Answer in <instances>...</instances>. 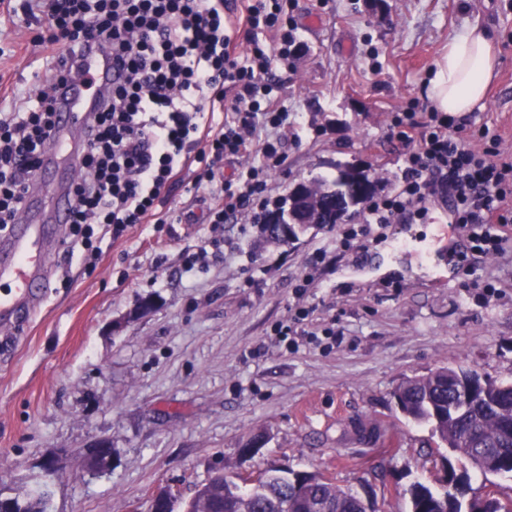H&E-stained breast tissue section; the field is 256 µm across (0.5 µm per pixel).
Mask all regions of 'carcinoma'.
Listing matches in <instances>:
<instances>
[{
	"label": "carcinoma",
	"mask_w": 512,
	"mask_h": 512,
	"mask_svg": "<svg viewBox=\"0 0 512 512\" xmlns=\"http://www.w3.org/2000/svg\"><path fill=\"white\" fill-rule=\"evenodd\" d=\"M331 180L313 179L304 184L306 196L290 192L273 208L255 217L259 236L266 242L289 244L312 227L335 225L351 209L363 206L380 185L377 173L354 166L338 165ZM471 371L441 368L426 376L401 383L393 397L407 418L426 422L435 436L451 448L456 461L465 466L479 459L487 473L512 474V384L493 382L475 387V399L458 415L449 412L454 401L453 383L470 381ZM359 438L376 444L381 438L377 426L353 422ZM435 491L420 482L410 489L411 512H462L457 478ZM16 512H49V495L36 490L15 495ZM182 512H364L363 500L323 476L291 477L283 470H267L259 483L241 488L235 476L218 471L182 503Z\"/></svg>",
	"instance_id": "1"
}]
</instances>
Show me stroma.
<instances>
[{
  "label": "stroma",
  "mask_w": 512,
  "mask_h": 512,
  "mask_svg": "<svg viewBox=\"0 0 512 512\" xmlns=\"http://www.w3.org/2000/svg\"><path fill=\"white\" fill-rule=\"evenodd\" d=\"M23 3L0 0V112L44 86L36 36L48 23ZM288 15L300 48L277 96L300 124L272 198L340 164L371 166L394 187L402 146L390 117L414 99L428 105L435 61L472 26L488 31L498 66L466 118L512 152V0H288ZM206 196L182 187L161 204L187 214L182 224H139L117 239L99 227L97 256L52 245L40 305L0 350V489H35L53 454L62 474L49 512H148L153 492L183 501L215 472L250 481L270 468L319 472L369 492L377 512H409L404 489L436 483L451 451L399 413L393 392L442 367L512 382V256L465 276L384 244L338 250L334 225L262 246L251 218L211 227L206 210L221 199ZM210 238L218 248L184 272ZM302 306L309 314L295 320ZM283 323L290 334L276 335ZM356 418L399 448L362 442ZM251 434L262 443L246 457ZM100 438L112 469L92 475L74 453Z\"/></svg>",
  "instance_id": "stroma-1"
}]
</instances>
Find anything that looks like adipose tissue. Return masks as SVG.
Masks as SVG:
<instances>
[{
  "label": "adipose tissue",
  "instance_id": "obj_1",
  "mask_svg": "<svg viewBox=\"0 0 512 512\" xmlns=\"http://www.w3.org/2000/svg\"><path fill=\"white\" fill-rule=\"evenodd\" d=\"M497 65L488 32L473 26L456 35L427 82V94L437 111L461 114L485 98Z\"/></svg>",
  "mask_w": 512,
  "mask_h": 512
}]
</instances>
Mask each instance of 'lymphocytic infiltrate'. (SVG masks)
<instances>
[{
  "instance_id": "f902f5d3",
  "label": "lymphocytic infiltrate",
  "mask_w": 512,
  "mask_h": 512,
  "mask_svg": "<svg viewBox=\"0 0 512 512\" xmlns=\"http://www.w3.org/2000/svg\"><path fill=\"white\" fill-rule=\"evenodd\" d=\"M235 20L224 0H42L53 52L45 88L31 105L0 113V232L16 223L34 175L43 163L58 109L56 89L74 77L86 54L111 60L116 70L103 107L84 130L78 181L71 201L70 249L93 247V227L120 236L128 227L159 221L157 205L195 168L194 188L219 184L224 203L207 220L222 224L264 207L271 177L286 163L297 113L279 104L275 62L297 52L286 0H246ZM109 42L86 45L95 32ZM66 43L67 57L57 56ZM226 104L220 124L208 117ZM389 132L403 147L400 180L371 198L361 221L387 229L396 221L426 220L432 201L448 200L451 223L468 228L469 253L456 266L470 271L474 257L502 255L512 242V157L467 142L465 124L447 112H423L411 101L393 113ZM236 159L234 177L217 180L218 163Z\"/></svg>"
}]
</instances>
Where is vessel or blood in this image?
<instances>
[{
  "mask_svg": "<svg viewBox=\"0 0 512 512\" xmlns=\"http://www.w3.org/2000/svg\"><path fill=\"white\" fill-rule=\"evenodd\" d=\"M89 79H73L61 86L60 120L48 140L44 165L34 177L16 224L0 236V324L13 323L29 305L40 299L47 280L44 244L59 237L69 222L67 188L78 170V147L68 134L72 127L86 126L103 96L112 87L111 64L86 58Z\"/></svg>",
  "mask_w": 512,
  "mask_h": 512,
  "instance_id": "vessel-or-blood-1",
  "label": "vessel or blood"
}]
</instances>
